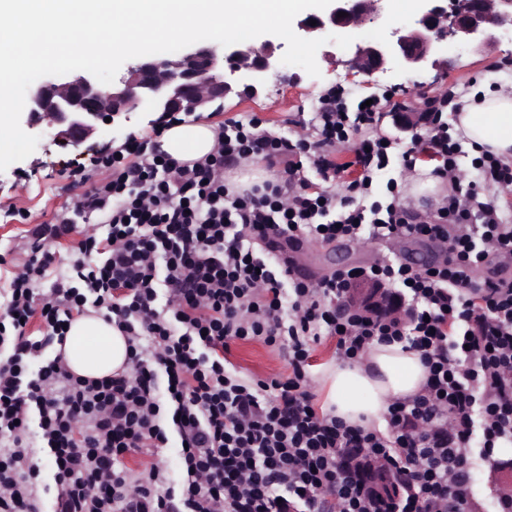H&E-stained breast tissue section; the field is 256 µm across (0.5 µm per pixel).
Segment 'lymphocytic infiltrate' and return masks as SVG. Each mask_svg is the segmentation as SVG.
I'll return each mask as SVG.
<instances>
[{
	"mask_svg": "<svg viewBox=\"0 0 512 512\" xmlns=\"http://www.w3.org/2000/svg\"><path fill=\"white\" fill-rule=\"evenodd\" d=\"M376 116L372 105L348 114L333 88L318 100L312 142L233 121L218 126L212 153L181 163L160 150V122L102 156L104 178L75 173L87 188L49 232H74L79 221L96 230L80 234L53 281L54 253L33 243L0 308V512H330L338 500L345 512H384L349 476L355 452L402 485L385 512H474L475 458L512 444V224L483 197L512 185V167L478 157L476 180L450 181L432 223L412 220L396 181L389 202L371 201L393 160L411 168L428 156L443 178L458 168L461 144L439 119L399 153L380 137L353 145L360 173L336 199L322 187L345 171L334 149ZM301 152L318 181L288 165ZM249 157L275 179L229 184L225 171ZM281 237L426 239L440 258L422 270L380 263L313 282L275 262ZM359 278L406 286L408 319L341 308ZM92 313L131 351L124 369L101 379L73 373L63 351L73 321ZM35 317L37 336L27 327ZM328 338L350 364L377 342L419 352L423 391L392 402L382 429L318 409L310 359ZM244 340L287 352V373L246 381L228 370L225 353ZM173 441L177 479L162 459ZM37 446L49 452L51 483Z\"/></svg>",
	"mask_w": 512,
	"mask_h": 512,
	"instance_id": "lymphocytic-infiltrate-1",
	"label": "lymphocytic infiltrate"
}]
</instances>
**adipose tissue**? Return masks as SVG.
I'll return each instance as SVG.
<instances>
[{
  "label": "adipose tissue",
  "instance_id": "ef3b65f1",
  "mask_svg": "<svg viewBox=\"0 0 512 512\" xmlns=\"http://www.w3.org/2000/svg\"><path fill=\"white\" fill-rule=\"evenodd\" d=\"M457 128L476 154H489L512 164V90L466 98ZM216 133L210 124L176 123L161 137L165 152L179 161L209 154ZM64 353L80 376L102 378L125 365L129 349L125 336L103 319L85 316L75 320L66 337ZM426 379L419 353L399 344H378L363 362L328 367L321 387L328 406L350 424H379L389 403L417 394Z\"/></svg>",
  "mask_w": 512,
  "mask_h": 512
}]
</instances>
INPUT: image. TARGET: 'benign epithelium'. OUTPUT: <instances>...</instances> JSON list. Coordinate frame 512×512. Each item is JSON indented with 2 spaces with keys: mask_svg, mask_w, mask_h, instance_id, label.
<instances>
[{
  "mask_svg": "<svg viewBox=\"0 0 512 512\" xmlns=\"http://www.w3.org/2000/svg\"><path fill=\"white\" fill-rule=\"evenodd\" d=\"M347 16L340 17L338 13ZM385 0H333L323 10L297 20L307 39L335 34L350 27L386 22ZM316 25H310V21ZM512 31V0H422L415 27L394 29L389 38L366 46L356 45L350 65L372 76L397 61L409 71L439 63L441 43L451 39L481 49L497 41L494 32ZM280 46L266 39L260 45L238 43L215 46L205 41L190 45L164 59L139 58L112 84L93 75L61 76L46 80L28 96L22 112L25 124L43 131L56 130L55 138L79 144L98 124H124L139 109L159 115L221 110L224 99L235 94L256 97L268 76L279 72ZM393 121L412 131L429 121V112H393ZM342 302L351 309L384 319L401 309V300L377 282H360L346 288Z\"/></svg>",
  "mask_w": 512,
  "mask_h": 512,
  "instance_id": "obj_1",
  "label": "benign epithelium"
}]
</instances>
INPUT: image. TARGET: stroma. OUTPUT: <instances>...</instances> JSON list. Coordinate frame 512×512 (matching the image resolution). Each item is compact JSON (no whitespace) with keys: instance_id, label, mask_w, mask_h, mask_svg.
<instances>
[{"instance_id":"stroma-1","label":"stroma","mask_w":512,"mask_h":512,"mask_svg":"<svg viewBox=\"0 0 512 512\" xmlns=\"http://www.w3.org/2000/svg\"><path fill=\"white\" fill-rule=\"evenodd\" d=\"M349 58V52L341 48L332 57L317 54L320 74L316 77L300 67L284 66L257 97L229 96L223 112L205 116L204 121L215 126L230 119L254 118L277 134L291 138L310 134L319 96L339 86L345 89L349 106H356L366 96L379 101L378 121L355 131L353 141L386 136L407 146L427 129L421 126L413 133L398 130L391 118L394 108L419 112L427 97L437 100L450 94L459 99L472 92L512 88V37L508 35L479 51L450 45L445 63L418 73L395 63L386 74L369 77L351 69ZM151 128L150 115L142 114L126 126L101 128L84 143L65 147L54 142L48 132L31 155L0 172V294L23 272L35 230L77 202L82 190L73 186L71 170L81 167L94 173L92 161L102 150ZM227 359L245 379L266 378L288 367L287 353L256 342L232 344Z\"/></svg>"}]
</instances>
